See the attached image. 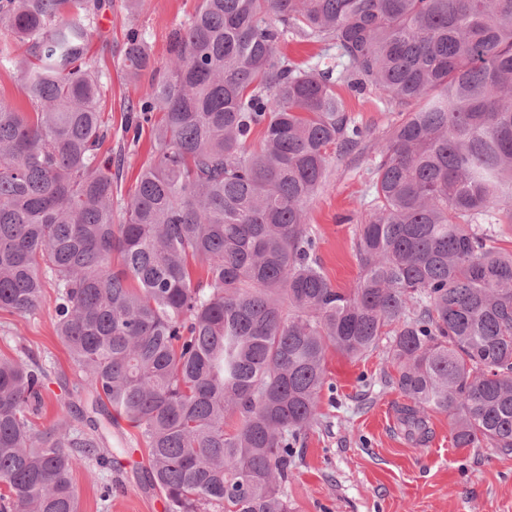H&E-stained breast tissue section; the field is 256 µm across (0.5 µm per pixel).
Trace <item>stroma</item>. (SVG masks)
<instances>
[{"instance_id": "1", "label": "stroma", "mask_w": 512, "mask_h": 512, "mask_svg": "<svg viewBox=\"0 0 512 512\" xmlns=\"http://www.w3.org/2000/svg\"><path fill=\"white\" fill-rule=\"evenodd\" d=\"M198 3L143 0L132 14L127 0H110L95 20L90 53L104 74L99 110L109 131L101 156L124 159L119 202L128 200L141 170L154 158L151 126L135 131L126 127L150 82L146 75L131 78L122 65L128 32H144L154 67L166 71L172 33ZM337 91L364 136L349 153L331 155L326 180L308 202L307 213L325 274L337 288L348 291L359 277L354 238L373 205L377 144L404 114L378 87L355 95L341 84ZM53 307L54 290L48 286L34 312L18 316L0 311V354L29 353L51 374L44 409L34 419L37 430L53 426L65 404L71 407L69 424L81 429L83 397L73 388L80 372L54 334ZM326 371L320 422L309 431L288 483L291 512H512V454L456 447L444 413L431 414L425 447L405 439L399 413L406 400L388 383L396 369L385 346L359 358L329 353ZM133 436L127 423L112 426L110 468L85 465L73 472L79 512H156L162 495L141 468V454L119 451L120 445L134 446Z\"/></svg>"}]
</instances>
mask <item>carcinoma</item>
Masks as SVG:
<instances>
[{
    "label": "carcinoma",
    "instance_id": "carcinoma-1",
    "mask_svg": "<svg viewBox=\"0 0 512 512\" xmlns=\"http://www.w3.org/2000/svg\"><path fill=\"white\" fill-rule=\"evenodd\" d=\"M104 6L0 0V34L28 53L0 62L31 106L0 99V309L27 315L55 288L79 388L136 430L166 512H289L330 349L386 342L413 445L444 412L457 447L512 453V251L484 228L512 221V0H201L138 105L146 123L161 113L156 160L120 224L89 57ZM290 34L407 113L381 146L348 292L315 256L306 205L363 132L334 68L279 51ZM123 63L152 67L137 29ZM48 378L0 358V512H78L73 471L108 463L65 408L34 429Z\"/></svg>",
    "mask_w": 512,
    "mask_h": 512
}]
</instances>
